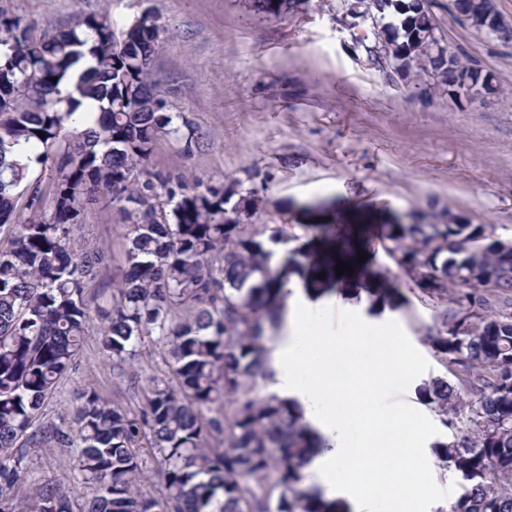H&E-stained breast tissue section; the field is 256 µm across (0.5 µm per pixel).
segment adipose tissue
Masks as SVG:
<instances>
[{
    "instance_id": "1",
    "label": "adipose tissue",
    "mask_w": 512,
    "mask_h": 512,
    "mask_svg": "<svg viewBox=\"0 0 512 512\" xmlns=\"http://www.w3.org/2000/svg\"><path fill=\"white\" fill-rule=\"evenodd\" d=\"M287 289L285 327L272 344L271 366L279 391L302 405L310 425L325 442L310 462L314 477L326 492L346 500L354 512H388L391 486L401 483L407 473L426 474L422 456L395 453L396 442L408 432L413 420L379 408L371 393H354L337 386L331 367L347 350L344 337L336 333L328 304L310 298L296 282H289ZM377 342L380 358L359 366L358 376L380 386L392 370L412 369L398 333L378 332ZM340 403L362 423L365 458L375 477L366 476L351 464L347 426L336 415Z\"/></svg>"
}]
</instances>
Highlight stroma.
<instances>
[{"mask_svg": "<svg viewBox=\"0 0 512 512\" xmlns=\"http://www.w3.org/2000/svg\"><path fill=\"white\" fill-rule=\"evenodd\" d=\"M287 13L253 11L250 0H0V6L49 33L110 10L118 24L141 14L158 17L165 32L149 75L171 111L210 135V143L183 154L158 141L150 168L203 180H240L261 199L249 224L285 226L288 248L308 247L305 205L336 203L339 223L369 214L375 223L415 212L438 222L489 225L512 239V0H494L508 35L490 37L457 18L451 0H429L437 34L449 51L493 78L492 96L452 94L423 74L402 80L369 59V25L343 27V0H296ZM125 228L113 207L86 209L80 241L101 244L109 256L87 292L111 308L121 269L111 254ZM375 264L407 298L402 310L369 313L366 293L332 292V305L367 317L376 329L399 331L417 372L406 385L386 383L381 401L414 420L411 447L421 438L457 437L415 388L447 370L422 335L433 323L414 285L376 249ZM130 379L112 370L99 335L85 336L45 413L72 423L85 394L138 408ZM430 477L415 490V512H449L462 479L428 456Z\"/></svg>", "mask_w": 512, "mask_h": 512, "instance_id": "1", "label": "stroma"}]
</instances>
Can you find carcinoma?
Segmentation results:
<instances>
[{"instance_id":"cac0c4a2","label":"carcinoma","mask_w":512,"mask_h":512,"mask_svg":"<svg viewBox=\"0 0 512 512\" xmlns=\"http://www.w3.org/2000/svg\"><path fill=\"white\" fill-rule=\"evenodd\" d=\"M461 14L493 9L491 0H453ZM279 15L291 0H252ZM385 20L366 47L377 61L417 75L432 72L463 86L479 69L419 37L433 19L414 0H368ZM163 27L142 14L115 30L110 11L48 36L19 14L0 21V512H74L65 485L33 480L36 448H71L74 476L94 487L80 512H347L315 486L304 467L321 437L302 406L274 392L264 323L277 325L284 287L298 275L354 284L369 312L407 299L381 271L356 262L367 226L345 231L317 203L320 222L302 228L320 238L310 253L292 249L270 266L272 245L292 235L282 226L253 229L252 191L238 195L221 179L189 184L148 169L165 137L191 154L207 132L178 123L148 76ZM57 81H52V78ZM69 89L61 91V84ZM98 102L80 131L83 101ZM44 137H39L38 132ZM125 223L122 276L112 312L99 330L113 369L140 354L152 336L170 347V380L150 379L138 410L85 396L74 425L44 417V406L70 369L93 316L87 284L100 249L75 246L86 207L102 198ZM384 252L418 290L442 308L423 341L460 385L435 377L419 399L461 437L434 445L438 460L463 480L451 512H512V251L484 224H383ZM354 267L336 276L337 261ZM325 273L320 278L318 274ZM477 284H472V281ZM186 311L175 321L176 313ZM163 494L143 490L151 463Z\"/></svg>"}]
</instances>
